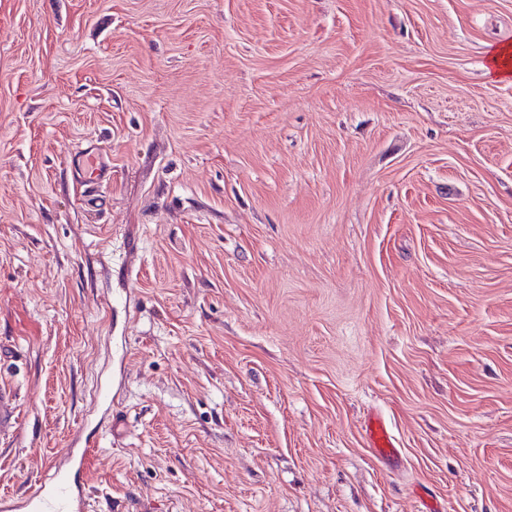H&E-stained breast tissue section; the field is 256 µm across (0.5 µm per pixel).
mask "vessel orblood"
I'll list each match as a JSON object with an SVG mask.
<instances>
[{
    "mask_svg": "<svg viewBox=\"0 0 512 512\" xmlns=\"http://www.w3.org/2000/svg\"><path fill=\"white\" fill-rule=\"evenodd\" d=\"M20 416L15 392L10 386H0V425L18 421ZM364 434L378 458H397L396 440L382 415L366 418ZM91 453L88 447L61 449L50 463L49 475L0 492V512H88L93 489L88 468Z\"/></svg>",
    "mask_w": 512,
    "mask_h": 512,
    "instance_id": "vessel-or-blood-1",
    "label": "vessel or blood"
}]
</instances>
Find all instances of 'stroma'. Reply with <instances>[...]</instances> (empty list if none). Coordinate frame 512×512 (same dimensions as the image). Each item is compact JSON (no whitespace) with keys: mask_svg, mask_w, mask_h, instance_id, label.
Here are the masks:
<instances>
[{"mask_svg":"<svg viewBox=\"0 0 512 512\" xmlns=\"http://www.w3.org/2000/svg\"><path fill=\"white\" fill-rule=\"evenodd\" d=\"M504 46L512 0H0V490L79 437L90 512H512ZM21 416L20 405L12 388L5 383L0 386V425L17 422ZM364 434L368 446L373 449L378 458L392 460L399 455L396 440L391 432L389 423L382 415H369L364 424Z\"/></svg>","mask_w":512,"mask_h":512,"instance_id":"stroma-1","label":"stroma"}]
</instances>
